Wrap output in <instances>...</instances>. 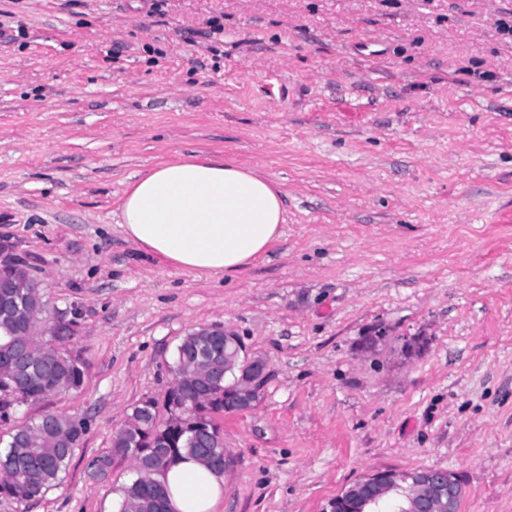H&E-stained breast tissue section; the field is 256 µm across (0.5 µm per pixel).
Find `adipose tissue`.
<instances>
[{
	"label": "adipose tissue",
	"instance_id": "adipose-tissue-1",
	"mask_svg": "<svg viewBox=\"0 0 512 512\" xmlns=\"http://www.w3.org/2000/svg\"><path fill=\"white\" fill-rule=\"evenodd\" d=\"M131 241L174 268L213 280L248 266L282 235L283 193L244 166L203 156L157 165L131 183L120 205ZM171 512H215L224 478L185 456L161 477Z\"/></svg>",
	"mask_w": 512,
	"mask_h": 512
}]
</instances>
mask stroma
I'll use <instances>...</instances> for the list:
<instances>
[{"mask_svg": "<svg viewBox=\"0 0 512 512\" xmlns=\"http://www.w3.org/2000/svg\"><path fill=\"white\" fill-rule=\"evenodd\" d=\"M191 155L284 192L283 236L221 282L118 224ZM0 253L73 312L85 369L0 449L48 411L87 423L61 484L0 512H114L133 466L88 458L215 323L268 371L214 417L216 512H323L417 467L462 476L460 512H512V0H0Z\"/></svg>", "mask_w": 512, "mask_h": 512, "instance_id": "35a3bbf8", "label": "stroma"}]
</instances>
